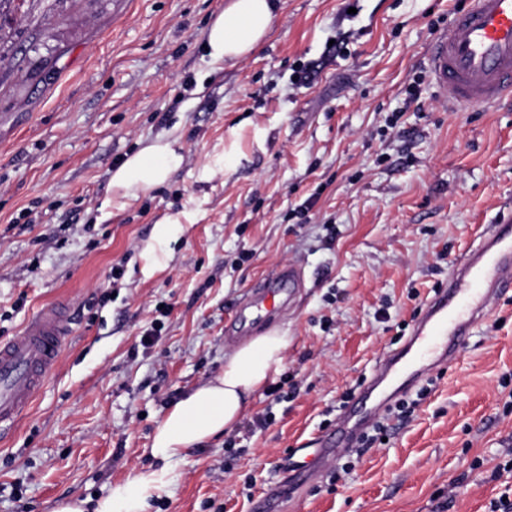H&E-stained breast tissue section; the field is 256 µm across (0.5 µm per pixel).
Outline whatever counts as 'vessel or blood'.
<instances>
[{
	"label": "vessel or blood",
	"mask_w": 512,
	"mask_h": 512,
	"mask_svg": "<svg viewBox=\"0 0 512 512\" xmlns=\"http://www.w3.org/2000/svg\"><path fill=\"white\" fill-rule=\"evenodd\" d=\"M429 73L441 95L458 109L482 110L512 102V0H467L432 40ZM301 286L293 264L275 266L249 289L226 324V340L242 339L271 323L292 304ZM512 294V216H501L495 231L481 237L448 271V285L426 301L403 346L384 358L356 401L344 408L319 450L330 458L379 416L387 385L405 390L409 381L448 363L472 327L497 301ZM71 332L63 303L39 309L21 333L0 341V425L13 424L29 410L39 387L56 366Z\"/></svg>",
	"instance_id": "obj_1"
}]
</instances>
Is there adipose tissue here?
<instances>
[{
	"mask_svg": "<svg viewBox=\"0 0 512 512\" xmlns=\"http://www.w3.org/2000/svg\"><path fill=\"white\" fill-rule=\"evenodd\" d=\"M276 6V0H228L209 28L208 56L216 62L233 63L251 54L268 35ZM181 162L172 141L156 140L113 172V198L163 183ZM289 343L287 330L279 327L256 336L225 358L221 374L171 405L154 431L150 448L152 457L162 461V468L114 484L102 498L60 502L54 512H146L150 499L169 482L167 464L235 428L251 398L281 373Z\"/></svg>",
	"mask_w": 512,
	"mask_h": 512,
	"instance_id": "1",
	"label": "adipose tissue"
}]
</instances>
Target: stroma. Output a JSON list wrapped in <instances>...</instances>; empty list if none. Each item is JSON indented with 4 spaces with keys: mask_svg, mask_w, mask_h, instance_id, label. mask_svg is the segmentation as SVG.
I'll list each match as a JSON object with an SVG mask.
<instances>
[{
    "mask_svg": "<svg viewBox=\"0 0 512 512\" xmlns=\"http://www.w3.org/2000/svg\"><path fill=\"white\" fill-rule=\"evenodd\" d=\"M224 2L0 0V339L53 301L72 323L0 435V512H53L153 466L169 406L223 372L234 304L284 263L303 275L276 321L287 401L266 430L190 451L148 512H492L512 488V298L403 392L414 412L384 415L386 441L306 482L284 469L512 213V103L451 110L428 70L463 0H279L261 46L227 64L204 48ZM160 136L182 165L111 204L114 170ZM163 223L175 232L152 266Z\"/></svg>",
    "mask_w": 512,
    "mask_h": 512,
    "instance_id": "35a3bbf8",
    "label": "stroma"
}]
</instances>
